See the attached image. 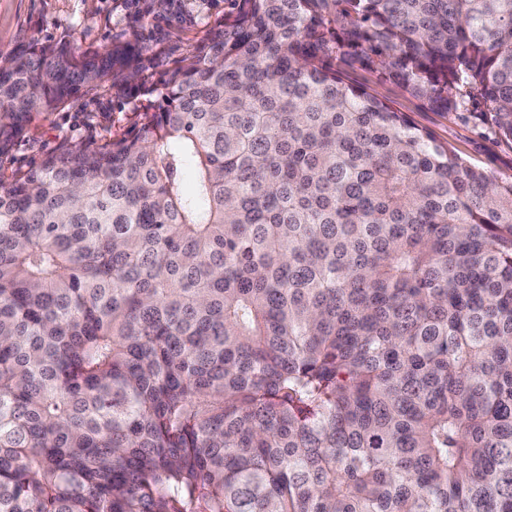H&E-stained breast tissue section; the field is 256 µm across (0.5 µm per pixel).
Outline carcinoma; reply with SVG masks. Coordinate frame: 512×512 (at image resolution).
Segmentation results:
<instances>
[{"instance_id":"1","label":"carcinoma","mask_w":512,"mask_h":512,"mask_svg":"<svg viewBox=\"0 0 512 512\" xmlns=\"http://www.w3.org/2000/svg\"><path fill=\"white\" fill-rule=\"evenodd\" d=\"M131 42L0 57V157L119 85L126 137L0 179V512H512V0H238L162 89ZM344 78L351 84L372 88L393 109L404 112L417 128L430 133L472 166L499 179H512V140L501 136L485 119L479 101H471L458 112H441L427 100L409 95L395 82L380 80L377 73L368 69H347Z\"/></svg>"}]
</instances>
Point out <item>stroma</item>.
<instances>
[{"label": "stroma", "instance_id": "35a3bbf8", "mask_svg": "<svg viewBox=\"0 0 512 512\" xmlns=\"http://www.w3.org/2000/svg\"><path fill=\"white\" fill-rule=\"evenodd\" d=\"M233 0H170L161 9L151 0H0V55L33 41L75 37L81 49L137 39L145 48L140 79L160 86L224 20ZM347 82L372 88L396 111L441 144L500 179H512V140L488 122L473 101L459 111L442 112L395 82L362 67L348 69ZM140 119L129 96L120 92L98 100L81 99L35 119L9 154L0 157V176L24 171L64 144H101L127 135Z\"/></svg>", "mask_w": 512, "mask_h": 512}]
</instances>
